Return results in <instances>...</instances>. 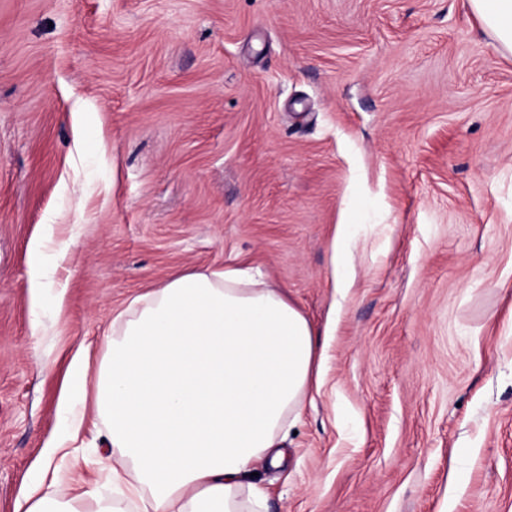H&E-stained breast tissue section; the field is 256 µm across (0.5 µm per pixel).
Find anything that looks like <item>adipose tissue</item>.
<instances>
[{"label":"adipose tissue","mask_w":512,"mask_h":512,"mask_svg":"<svg viewBox=\"0 0 512 512\" xmlns=\"http://www.w3.org/2000/svg\"><path fill=\"white\" fill-rule=\"evenodd\" d=\"M512 55V0H468ZM326 361L314 327L271 282L232 266L187 271L136 295L112 320L97 367L73 355L63 432L46 451L51 484L23 487L14 512H267L244 484L257 461L282 467L279 437L319 389ZM107 423L97 463L110 494L57 478L87 414Z\"/></svg>","instance_id":"obj_1"}]
</instances>
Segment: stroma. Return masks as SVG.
<instances>
[{
  "label": "stroma",
  "mask_w": 512,
  "mask_h": 512,
  "mask_svg": "<svg viewBox=\"0 0 512 512\" xmlns=\"http://www.w3.org/2000/svg\"><path fill=\"white\" fill-rule=\"evenodd\" d=\"M224 265L328 333L269 512H512V56L465 0H0V512L73 350ZM46 230L43 236L33 239L29 245V251L34 258V263L30 274V287L31 297L33 306H37L44 293V290L48 287L45 273L42 266L43 247L45 236L51 230V225H45ZM352 255L351 236L349 234V225L339 224L335 228V234L332 241L331 263L333 267L334 286L338 290L351 288L353 284L352 277L349 274H343L336 282V271H340L348 266Z\"/></svg>",
  "instance_id": "1"
}]
</instances>
